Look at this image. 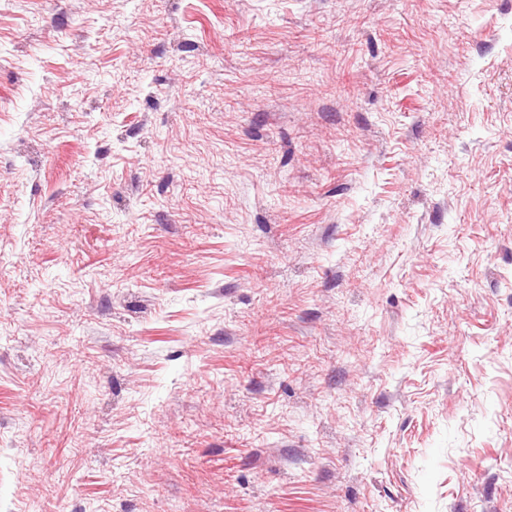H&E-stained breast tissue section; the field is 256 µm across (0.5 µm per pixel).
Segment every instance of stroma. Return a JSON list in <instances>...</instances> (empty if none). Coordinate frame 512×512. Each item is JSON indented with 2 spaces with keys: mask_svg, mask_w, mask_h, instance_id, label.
Here are the masks:
<instances>
[{
  "mask_svg": "<svg viewBox=\"0 0 512 512\" xmlns=\"http://www.w3.org/2000/svg\"><path fill=\"white\" fill-rule=\"evenodd\" d=\"M0 512H512V0H0Z\"/></svg>",
  "mask_w": 512,
  "mask_h": 512,
  "instance_id": "1",
  "label": "stroma"
}]
</instances>
